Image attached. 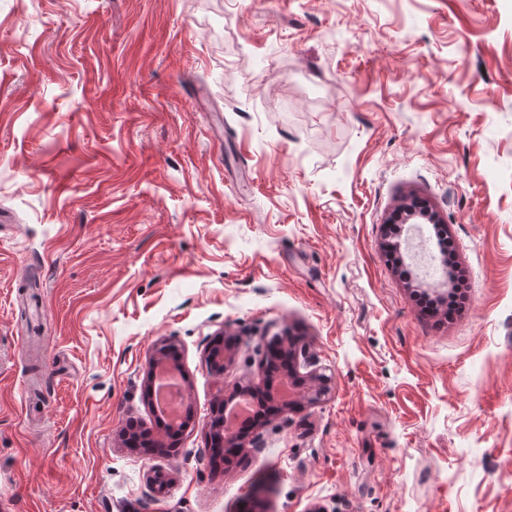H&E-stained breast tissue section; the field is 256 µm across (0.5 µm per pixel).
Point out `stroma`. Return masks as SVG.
<instances>
[{
  "label": "stroma",
  "instance_id": "1",
  "mask_svg": "<svg viewBox=\"0 0 512 512\" xmlns=\"http://www.w3.org/2000/svg\"><path fill=\"white\" fill-rule=\"evenodd\" d=\"M408 195L455 243L454 318L412 297H447L444 260L387 238ZM276 337L330 391L213 469ZM164 341L193 409L170 457L121 439L156 424ZM246 500L512 512V0H0V512ZM175 355L177 357L176 361L171 360L168 357ZM169 362L172 366L171 374H168L171 378L175 379L177 383L173 386L176 387L177 390L180 389L182 392L184 403H186V399L184 396V385L185 379L182 375L181 368L179 365L178 355L175 353L174 345L168 342H163L155 346L153 349L152 355L150 357V369L147 374V391L151 393L154 397L156 394V384L161 374L157 372V366L161 363Z\"/></svg>",
  "mask_w": 512,
  "mask_h": 512
}]
</instances>
